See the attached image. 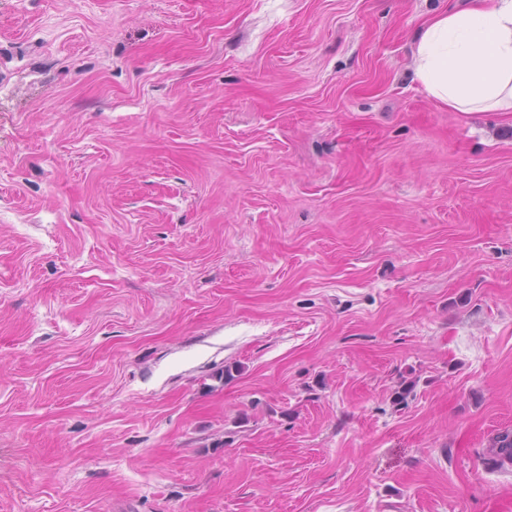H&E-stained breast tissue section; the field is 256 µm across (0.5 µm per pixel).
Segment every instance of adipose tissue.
<instances>
[{"label":"adipose tissue","mask_w":512,"mask_h":512,"mask_svg":"<svg viewBox=\"0 0 512 512\" xmlns=\"http://www.w3.org/2000/svg\"><path fill=\"white\" fill-rule=\"evenodd\" d=\"M413 77L458 112H512V0H470L430 18L412 53Z\"/></svg>","instance_id":"adipose-tissue-1"}]
</instances>
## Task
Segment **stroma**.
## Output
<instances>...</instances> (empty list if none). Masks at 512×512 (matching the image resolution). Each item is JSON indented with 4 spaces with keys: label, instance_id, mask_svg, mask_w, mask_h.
Returning a JSON list of instances; mask_svg holds the SVG:
<instances>
[{
    "label": "stroma",
    "instance_id": "stroma-1",
    "mask_svg": "<svg viewBox=\"0 0 512 512\" xmlns=\"http://www.w3.org/2000/svg\"><path fill=\"white\" fill-rule=\"evenodd\" d=\"M447 7L0 0V512L512 502V113L414 81Z\"/></svg>",
    "mask_w": 512,
    "mask_h": 512
}]
</instances>
